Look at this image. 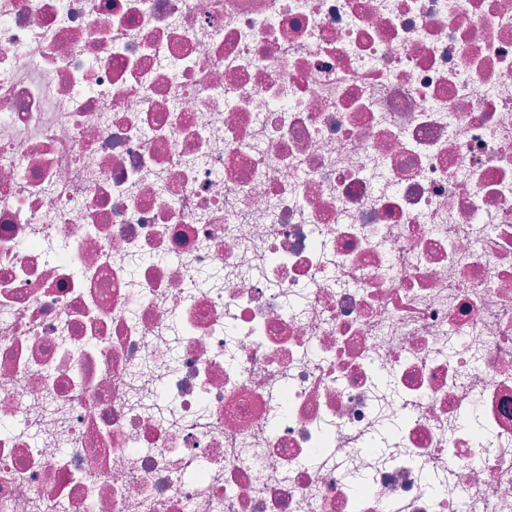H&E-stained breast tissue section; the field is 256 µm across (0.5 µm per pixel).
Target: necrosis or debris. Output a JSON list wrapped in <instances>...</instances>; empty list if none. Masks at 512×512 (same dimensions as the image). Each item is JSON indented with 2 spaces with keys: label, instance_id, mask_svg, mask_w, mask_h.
Instances as JSON below:
<instances>
[{
  "label": "necrosis or debris",
  "instance_id": "obj_1",
  "mask_svg": "<svg viewBox=\"0 0 512 512\" xmlns=\"http://www.w3.org/2000/svg\"><path fill=\"white\" fill-rule=\"evenodd\" d=\"M0 512H512V0H0Z\"/></svg>",
  "mask_w": 512,
  "mask_h": 512
}]
</instances>
